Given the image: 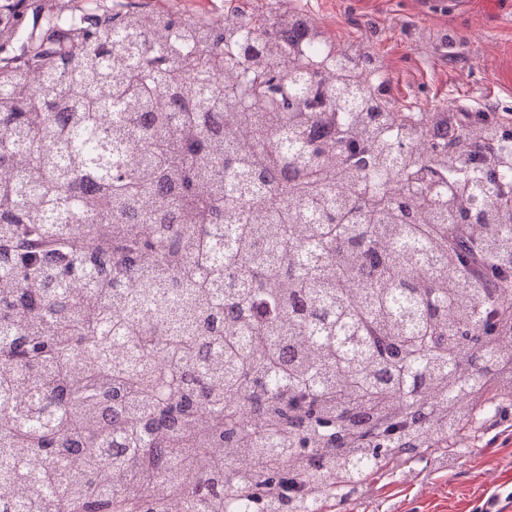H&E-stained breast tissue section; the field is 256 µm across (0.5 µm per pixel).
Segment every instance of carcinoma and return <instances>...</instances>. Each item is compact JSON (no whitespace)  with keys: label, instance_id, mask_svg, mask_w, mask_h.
Returning <instances> with one entry per match:
<instances>
[{"label":"carcinoma","instance_id":"obj_1","mask_svg":"<svg viewBox=\"0 0 512 512\" xmlns=\"http://www.w3.org/2000/svg\"><path fill=\"white\" fill-rule=\"evenodd\" d=\"M74 7H0V50L28 27L0 58V512H316L329 482L357 498L389 463L447 459L473 425L461 385L512 402V167L490 125L442 106L411 147L359 77L372 53L282 66L320 40L286 11L189 15L185 52L149 41L161 13L63 22ZM226 44L242 90L211 80ZM475 244L506 268L487 288Z\"/></svg>","mask_w":512,"mask_h":512}]
</instances>
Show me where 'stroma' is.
<instances>
[{
  "label": "stroma",
  "instance_id": "35a3bbf8",
  "mask_svg": "<svg viewBox=\"0 0 512 512\" xmlns=\"http://www.w3.org/2000/svg\"><path fill=\"white\" fill-rule=\"evenodd\" d=\"M326 38L359 40L386 67L396 105L426 99L472 100L512 113V0H309ZM422 28L453 29L454 46L418 41ZM496 428L460 438L462 454L444 469L409 464L380 482L371 496L326 512H475L492 492L512 491V441L495 442Z\"/></svg>",
  "mask_w": 512,
  "mask_h": 512
}]
</instances>
